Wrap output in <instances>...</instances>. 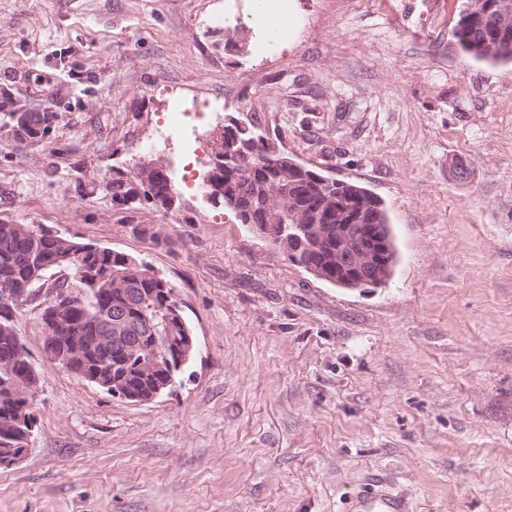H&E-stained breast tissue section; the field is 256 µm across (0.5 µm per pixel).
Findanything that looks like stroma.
Instances as JSON below:
<instances>
[{"label": "stroma", "mask_w": 512, "mask_h": 512, "mask_svg": "<svg viewBox=\"0 0 512 512\" xmlns=\"http://www.w3.org/2000/svg\"><path fill=\"white\" fill-rule=\"evenodd\" d=\"M285 5L262 58L259 0H0V93L56 115L42 141L0 129V224L149 264L199 343L171 391L131 403L45 362L22 307L37 428L0 468V512H353L377 468L414 512H512V62L461 50L463 0ZM176 97L208 120L170 129ZM231 119L380 198L385 285L319 280L182 184ZM141 160L165 166L171 210L113 201L112 171Z\"/></svg>", "instance_id": "35a3bbf8"}]
</instances>
